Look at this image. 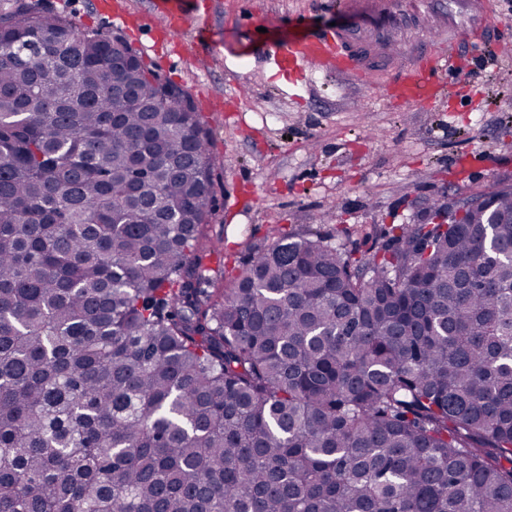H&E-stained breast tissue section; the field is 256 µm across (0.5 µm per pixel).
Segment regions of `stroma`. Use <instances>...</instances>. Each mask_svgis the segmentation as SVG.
<instances>
[{
  "mask_svg": "<svg viewBox=\"0 0 512 512\" xmlns=\"http://www.w3.org/2000/svg\"><path fill=\"white\" fill-rule=\"evenodd\" d=\"M128 23L112 20L114 2ZM78 27L122 34L152 69L182 84L210 131L214 215L211 268L234 267L251 246L312 230L372 250L381 230L415 224L431 206L512 184V56L479 75L448 74L428 109L399 105L382 87L329 72L294 84L253 43L273 46L345 14L313 0H203L176 38L155 32L152 0H51ZM212 49L195 50L197 25Z\"/></svg>",
  "mask_w": 512,
  "mask_h": 512,
  "instance_id": "1",
  "label": "stroma"
}]
</instances>
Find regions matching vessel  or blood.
I'll list each match as a JSON object with an SVG mask.
<instances>
[{
  "label": "vessel or blood",
  "instance_id": "b4317fda",
  "mask_svg": "<svg viewBox=\"0 0 512 512\" xmlns=\"http://www.w3.org/2000/svg\"><path fill=\"white\" fill-rule=\"evenodd\" d=\"M349 14L336 32L313 31L268 49L280 69L332 71L353 84L385 83L407 105L433 103L439 75L462 66L473 47L491 51L512 45V34L492 19L487 0H320ZM198 0H153V15L178 30Z\"/></svg>",
  "mask_w": 512,
  "mask_h": 512
}]
</instances>
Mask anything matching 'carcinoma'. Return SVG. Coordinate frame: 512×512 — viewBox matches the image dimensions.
Returning a JSON list of instances; mask_svg holds the SVG:
<instances>
[{"label":"carcinoma","mask_w":512,"mask_h":512,"mask_svg":"<svg viewBox=\"0 0 512 512\" xmlns=\"http://www.w3.org/2000/svg\"><path fill=\"white\" fill-rule=\"evenodd\" d=\"M129 55L0 0V512H512V184L210 293L209 130Z\"/></svg>","instance_id":"obj_1"}]
</instances>
